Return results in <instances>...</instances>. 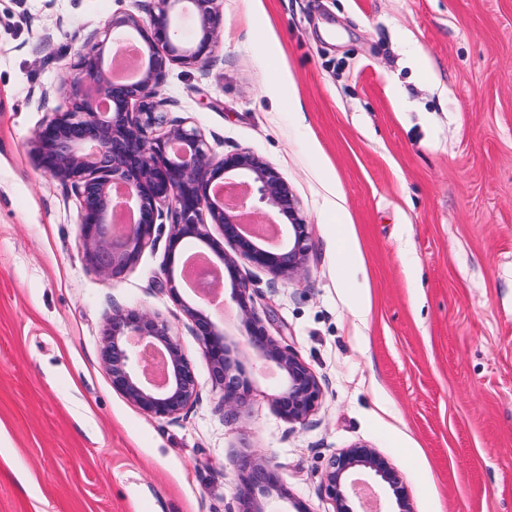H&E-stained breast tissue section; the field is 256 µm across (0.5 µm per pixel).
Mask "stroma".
<instances>
[{
  "label": "stroma",
  "mask_w": 512,
  "mask_h": 512,
  "mask_svg": "<svg viewBox=\"0 0 512 512\" xmlns=\"http://www.w3.org/2000/svg\"><path fill=\"white\" fill-rule=\"evenodd\" d=\"M152 5L0 0V512H235L257 452L293 501L333 512L324 471L357 444L390 460L414 512H512V0H222L206 70L169 68L165 119L213 157L270 163L310 226L301 275L239 263L323 389L294 424L272 406L280 377L250 360L253 390L225 412L165 288V238L104 280L74 194L30 160L84 42ZM131 306L193 369L176 419L129 402L102 363L107 317Z\"/></svg>",
  "instance_id": "35a3bbf8"
}]
</instances>
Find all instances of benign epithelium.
<instances>
[{"instance_id": "1", "label": "benign epithelium", "mask_w": 512, "mask_h": 512, "mask_svg": "<svg viewBox=\"0 0 512 512\" xmlns=\"http://www.w3.org/2000/svg\"><path fill=\"white\" fill-rule=\"evenodd\" d=\"M156 11L143 19L132 12L112 18L101 41L87 43L73 71L62 76L59 90L69 106L45 120L35 131L30 155L34 166L69 188L79 200V231L86 262L110 279L136 264L154 241L163 207L173 210L168 235L166 286L172 300L192 322L201 342L221 403L229 412L248 394L241 359L274 366L282 387L273 395L277 414L290 423L305 421L322 400L321 386L309 367L284 341L271 336L251 307L249 284L241 277L237 258L276 276L300 274L311 250L309 224L299 214L287 182L268 162L234 151L218 160L210 154L201 132L186 121L168 122L159 99L168 68H202L219 39V0H154ZM195 19L191 40L179 20ZM144 48L140 69L119 79L105 60L106 46L117 55L129 40ZM269 213L248 206L252 195ZM129 211L133 222L117 232L112 215ZM282 229L273 240L261 241L251 224H275ZM220 227L234 254L224 251L208 226ZM197 241L217 254L231 281L246 336L243 347L232 346L211 317L201 288L196 300L181 293L184 278L172 270L178 249ZM101 355L112 386L147 414L175 418L198 392L194 372L182 347L159 317L135 306L118 309L102 332ZM239 512H267V500L288 492L270 461L247 456L240 463ZM364 472L380 478L388 512H413L408 487L386 457L366 445H354L334 455L323 477V491L334 512H362L367 506L361 483L352 476Z\"/></svg>"}]
</instances>
